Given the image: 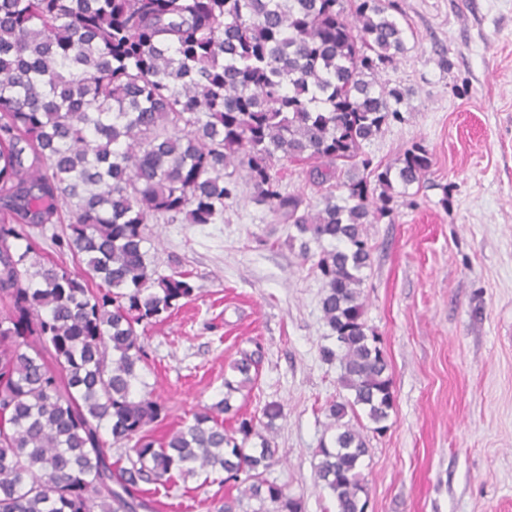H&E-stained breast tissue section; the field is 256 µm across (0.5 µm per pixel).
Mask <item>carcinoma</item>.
<instances>
[{
	"label": "carcinoma",
	"mask_w": 512,
	"mask_h": 512,
	"mask_svg": "<svg viewBox=\"0 0 512 512\" xmlns=\"http://www.w3.org/2000/svg\"><path fill=\"white\" fill-rule=\"evenodd\" d=\"M387 0H0V512H153L174 477L223 473L244 488L222 512H304L265 477L278 448V401L246 416L232 397L256 382L260 349L241 352L224 398L156 438L168 412L147 389L144 336L191 300L192 275L157 272L149 225L222 224L243 172L252 199L309 243L325 281L323 319L350 397L328 408L334 446L315 480L336 512H364L368 453L345 421L363 411L386 430L392 379L367 335L360 286L366 225L388 217L396 188L433 165L421 144L397 169L363 146L402 119L407 92L382 81L406 50ZM310 165L321 205L273 173ZM361 159L367 174L338 165ZM62 224L56 253L33 232ZM234 420L224 429L223 416ZM124 447L126 464L112 461ZM245 478H240V475Z\"/></svg>",
	"instance_id": "1"
}]
</instances>
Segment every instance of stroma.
<instances>
[{
  "mask_svg": "<svg viewBox=\"0 0 512 512\" xmlns=\"http://www.w3.org/2000/svg\"><path fill=\"white\" fill-rule=\"evenodd\" d=\"M407 52L383 78L410 110L367 143L397 165L412 144L433 166L417 194L368 227L365 321L390 362L394 406L368 434L361 471L368 512H512V0H395ZM156 269L180 261L196 295L149 328L146 381L166 402L163 431L224 396L241 352L261 349L243 413L284 405L268 480L305 512H336L315 482L317 450L334 434L340 386L313 254L242 186L220 224H156ZM228 489L190 477L155 512H218Z\"/></svg>",
  "mask_w": 512,
  "mask_h": 512,
  "instance_id": "1",
  "label": "stroma"
}]
</instances>
